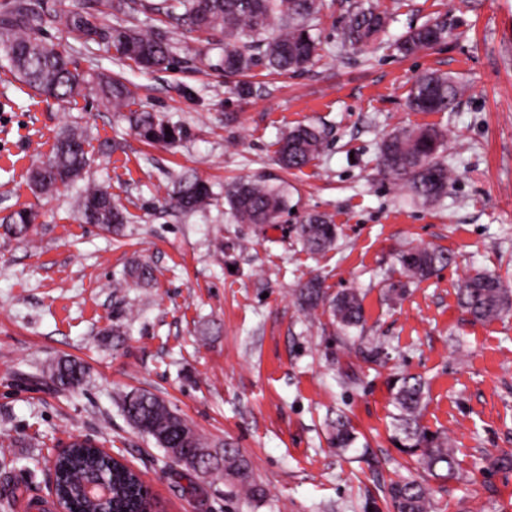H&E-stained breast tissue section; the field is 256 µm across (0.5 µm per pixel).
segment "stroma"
Instances as JSON below:
<instances>
[{
	"label": "stroma",
	"mask_w": 512,
	"mask_h": 512,
	"mask_svg": "<svg viewBox=\"0 0 512 512\" xmlns=\"http://www.w3.org/2000/svg\"><path fill=\"white\" fill-rule=\"evenodd\" d=\"M354 2L324 0L314 63L284 74L256 65L247 96L217 70L220 50L195 33L179 36L168 69L146 72L106 44L47 31L80 69L123 77L136 109L182 126L172 145L141 142L95 93L61 105L0 68V503L10 512L50 503L49 462L74 436L138 471L154 512H226L223 480L174 464L128 423L117 397L130 390L159 396L210 440L238 448L267 492L251 512H393L388 487L411 463L393 441L389 384L399 373L426 378L421 423L456 448L461 478L436 490V512H512V469L494 463L512 453V315L470 322L456 295L475 270L512 288V0H372L391 20L366 49L340 45ZM437 16L447 39L399 55L395 42ZM431 70L464 84L453 111L409 109L416 77ZM73 122L96 148L84 182L133 216L121 234L80 221L84 183L49 196L27 183ZM299 125L323 130L326 143L291 175L276 162L277 142ZM404 125L447 133L451 183L440 201L411 200L380 171L382 138ZM113 141L118 150L99 153ZM186 173L211 186L205 209L172 206ZM240 178L286 180L288 213L264 228L236 223L224 190ZM23 207L37 214L25 242L3 223ZM314 212L339 228L322 254L303 250L295 231ZM424 246L454 263L387 300L399 253ZM133 261L153 267L154 283L115 289ZM316 275L331 293H359L360 336L298 308L295 289ZM374 343L384 348L378 363L367 356ZM61 357L87 369L75 391H56L44 372ZM340 413L355 430L349 448L330 440Z\"/></svg>",
	"instance_id": "obj_1"
}]
</instances>
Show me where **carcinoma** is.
I'll return each instance as SVG.
<instances>
[{"label": "carcinoma", "mask_w": 512, "mask_h": 512, "mask_svg": "<svg viewBox=\"0 0 512 512\" xmlns=\"http://www.w3.org/2000/svg\"><path fill=\"white\" fill-rule=\"evenodd\" d=\"M320 0H150L143 8L163 16L168 27L140 32L120 18L108 24L104 17L113 9L112 0H87L80 11L46 12L35 0H10L0 10V66H6L37 95L61 103L75 100L92 89L107 106L119 112L129 107L135 92L119 76H95L79 70L73 55L45 37L54 28L86 42H103L121 62H131L149 71L167 68L172 61L173 35L200 32L209 44L222 50L220 67L226 76L245 75L258 62L278 73L308 67L317 42L312 34ZM388 16L364 0L349 12L341 33L344 47H365L385 32ZM448 37L447 24L435 19L408 31L396 43L404 56L438 45ZM460 88L445 74L426 73L411 88L408 104L415 112H448L456 104ZM127 119L147 144H173L185 136L183 127L163 114L142 110L129 112ZM447 134L435 127H406L387 135L381 143L379 164L383 174L406 189L413 200L436 202L448 194V165L441 157ZM323 136L313 126L291 129L278 142L277 159L288 171H300L321 153ZM93 147L78 125L65 127L56 138L49 156L30 172L34 193L46 195L78 181L89 167ZM234 219L240 224H275L288 211V184L241 180L225 191ZM171 200L179 210L190 213L207 207L211 192L206 183L191 175L174 185ZM79 217L108 232H119L132 222V215L102 187L89 185L79 197ZM35 215L22 208L3 222L8 233L19 240L30 237ZM304 248L313 254L335 244L338 227L325 214H308L297 227ZM404 275L425 279L449 266L453 257L444 249L419 247L399 256ZM153 268L144 263L129 267L117 286L148 285ZM298 305L311 313L328 306L340 332L351 335L363 320L357 293L331 295L318 278H311L296 293ZM459 306L475 322L496 319L512 311V290L491 274L476 271L464 277L457 288ZM53 385L60 391L79 388L86 376L84 366L60 359L48 367ZM394 431L402 452L415 459L422 473L409 475L390 485L393 512H433L428 479L458 478L455 452L448 436L431 433L420 424L428 385L420 376L400 375L391 382ZM122 413L142 435L154 440L165 453L178 448L184 456H200L201 474L222 475L228 481L230 499L258 505L265 489L252 478L251 465L232 443L218 448L200 434L186 418L157 395L132 391L119 395ZM333 443L348 448L355 436L349 420L336 415L332 421ZM102 472L111 487V512H145L152 495L141 477L130 467L98 448L71 447L56 460V496L66 512H99L96 496L82 494L86 478Z\"/></svg>", "instance_id": "cac0c4a2"}]
</instances>
